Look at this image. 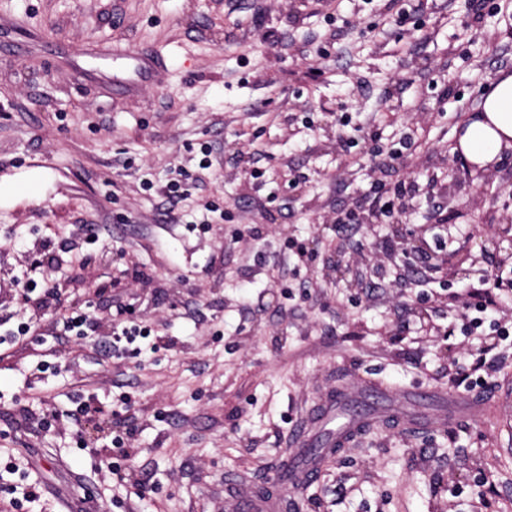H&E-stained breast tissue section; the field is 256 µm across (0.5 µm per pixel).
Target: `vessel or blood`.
Wrapping results in <instances>:
<instances>
[{
	"label": "vessel or blood",
	"instance_id": "b4317fda",
	"mask_svg": "<svg viewBox=\"0 0 512 512\" xmlns=\"http://www.w3.org/2000/svg\"><path fill=\"white\" fill-rule=\"evenodd\" d=\"M90 52L111 58L142 82L157 78L161 66L157 53L146 48L97 45ZM382 393V388L363 383L329 392L294 430L293 448L276 474L278 492L261 495L233 481H225L223 512H287L293 494L318 480L325 460L334 455L336 448L344 446L356 433L392 421V414L377 405ZM442 399L443 407L418 417L416 426L442 428L449 420L471 418L481 405L479 396L455 391L443 394Z\"/></svg>",
	"mask_w": 512,
	"mask_h": 512
}]
</instances>
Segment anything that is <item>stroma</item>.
<instances>
[{
	"label": "stroma",
	"instance_id": "obj_1",
	"mask_svg": "<svg viewBox=\"0 0 512 512\" xmlns=\"http://www.w3.org/2000/svg\"><path fill=\"white\" fill-rule=\"evenodd\" d=\"M496 2L477 21L465 0H0V183L43 178L0 200V331L22 274L92 322L0 355V512H217L225 477L272 483L343 380L400 418L409 393L512 392V293L500 332L460 330L473 283L512 279V148L485 171L453 151L512 74ZM113 42L158 50L160 80L113 92L111 58L83 53ZM120 309L150 334L116 352ZM296 512H512V415L374 427Z\"/></svg>",
	"mask_w": 512,
	"mask_h": 512
}]
</instances>
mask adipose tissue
<instances>
[{
	"label": "adipose tissue",
	"instance_id": "obj_1",
	"mask_svg": "<svg viewBox=\"0 0 512 512\" xmlns=\"http://www.w3.org/2000/svg\"><path fill=\"white\" fill-rule=\"evenodd\" d=\"M512 147V74L498 78L457 136V152L472 166L487 168Z\"/></svg>",
	"mask_w": 512,
	"mask_h": 512
}]
</instances>
